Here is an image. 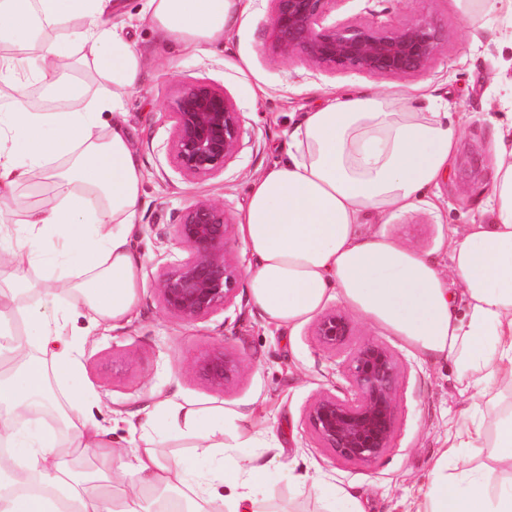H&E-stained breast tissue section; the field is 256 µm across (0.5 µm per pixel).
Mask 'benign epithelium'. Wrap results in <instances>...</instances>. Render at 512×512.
Listing matches in <instances>:
<instances>
[{"instance_id": "benign-epithelium-1", "label": "benign epithelium", "mask_w": 512, "mask_h": 512, "mask_svg": "<svg viewBox=\"0 0 512 512\" xmlns=\"http://www.w3.org/2000/svg\"><path fill=\"white\" fill-rule=\"evenodd\" d=\"M272 2L271 30L279 53L300 55L330 70L412 75L424 70L439 49V32L429 21L398 27L327 24L331 0ZM173 119V159L184 175L211 177L238 153L242 115L224 92L211 85H187L175 103ZM231 227L224 206L209 198H197L183 210L172 234L185 256L163 269L155 282L167 312L195 321L233 303L239 273L224 253ZM350 331L348 317L336 312L324 314L315 329L319 340L333 348L344 344ZM236 369V362L222 352L198 366L199 374L215 385L224 384ZM347 377L355 398L319 395L310 407L309 423L322 447L336 458L370 463L390 447L399 366L386 346L367 341L353 352Z\"/></svg>"}]
</instances>
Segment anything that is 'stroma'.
Here are the masks:
<instances>
[{
    "instance_id": "stroma-1",
    "label": "stroma",
    "mask_w": 512,
    "mask_h": 512,
    "mask_svg": "<svg viewBox=\"0 0 512 512\" xmlns=\"http://www.w3.org/2000/svg\"><path fill=\"white\" fill-rule=\"evenodd\" d=\"M271 0H252L245 25L231 29L222 44L193 52L161 39L146 22L130 38L145 60L138 87L125 97L126 127L144 173L134 248L144 259L145 286L137 315L125 330H89L87 311L60 295L59 308L75 331L88 336L79 351L77 382L91 393L94 419L107 432L113 452L126 448L128 413L174 395L189 407H229L249 414L258 429L273 430L274 448H246L242 454L266 462L265 512H411L435 460L462 424L473 394L459 380L453 362L410 353L379 326L351 315V337L341 347L323 346L315 320L294 329L266 323L249 305L245 289L233 304L187 322L168 313L154 286L159 272L181 259L172 226L193 200L223 204L230 222L246 207L253 177L288 158L291 131L330 94L363 90L403 93L411 112H452L461 124L448 171L430 191L431 206L392 214L384 230L407 246L448 267L449 227L466 233L470 224L489 222L487 189L494 174L496 129L512 124V45L501 42L494 16L469 22L454 0H331L330 16L342 22L401 25L433 21L440 31L437 54L420 73L372 76L332 72L301 56L284 58L274 47ZM203 81L223 90L243 117L241 147L223 173L184 176L172 156L175 101L185 84ZM42 174L17 192L4 221L12 238L24 233L26 206L58 192ZM376 341L396 359L400 380L396 424L390 447L375 462L336 460L322 448L309 422L321 393L350 398L349 359L360 344ZM222 351L237 364L224 386L200 377L196 367ZM320 479L336 489L328 502L311 486Z\"/></svg>"
}]
</instances>
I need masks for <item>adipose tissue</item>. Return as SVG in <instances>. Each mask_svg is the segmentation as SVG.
Returning <instances> with one entry per match:
<instances>
[{"label":"adipose tissue","mask_w":512,"mask_h":512,"mask_svg":"<svg viewBox=\"0 0 512 512\" xmlns=\"http://www.w3.org/2000/svg\"><path fill=\"white\" fill-rule=\"evenodd\" d=\"M251 0H146L142 17L184 47L222 43L244 22ZM115 0H0V37L29 40L43 29L78 21L76 35L44 43L33 57L0 64V211L33 169L65 190L26 213L27 232L10 237L0 224V266L12 270L0 289V325L18 319L31 334L0 343V512H213L214 482L224 485L225 512H260L268 467L238 458L258 439L248 415L224 408L187 410L160 397L127 420L135 440L124 450V481L112 470L104 431L86 413L88 393L70 388L58 402L52 380L78 367L77 339L66 336L60 292L85 307L92 327L131 325L145 286L132 245L143 172L124 120V98L144 60L125 34ZM111 80V94L86 100L58 82L57 63L72 51ZM23 71L56 88L64 112H35L25 102ZM111 113L107 135L95 129ZM458 125L446 112H409L397 96L364 90L331 98L290 134L288 159L257 175L240 217L252 259L244 287L270 324L294 328L337 300L399 338L415 355L453 361L475 388L467 420L449 450L493 444L497 465L448 474L434 463L417 512H512V407L498 406L512 385V127L502 130L487 198L490 223L466 235L449 229L450 272L388 236L391 213L421 203L454 152ZM372 218L376 230L361 229ZM457 288H449V280ZM38 310L23 306L30 292ZM63 408V430L30 425L33 407ZM192 434L200 459L216 468L190 470L140 447L139 437Z\"/></svg>","instance_id":"adipose-tissue-1"}]
</instances>
